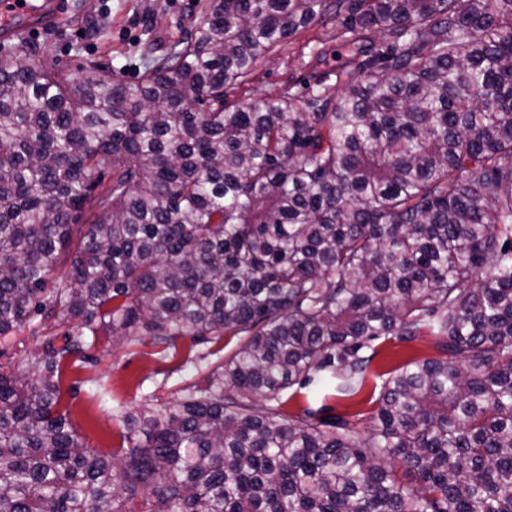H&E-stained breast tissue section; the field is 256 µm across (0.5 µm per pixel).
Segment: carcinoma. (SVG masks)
I'll return each instance as SVG.
<instances>
[{
  "label": "carcinoma",
  "mask_w": 512,
  "mask_h": 512,
  "mask_svg": "<svg viewBox=\"0 0 512 512\" xmlns=\"http://www.w3.org/2000/svg\"><path fill=\"white\" fill-rule=\"evenodd\" d=\"M316 19L341 90L226 104ZM64 315L0 367V512H512V0H210L137 84L0 55V340ZM142 319L244 343L113 409L116 462L62 374ZM424 331L441 356L380 375L367 438L281 414Z\"/></svg>",
  "instance_id": "1"
}]
</instances>
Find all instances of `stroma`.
<instances>
[{
    "label": "stroma",
    "instance_id": "obj_1",
    "mask_svg": "<svg viewBox=\"0 0 512 512\" xmlns=\"http://www.w3.org/2000/svg\"><path fill=\"white\" fill-rule=\"evenodd\" d=\"M208 0H64L60 21L34 36L45 64L75 78L87 71L102 77L116 76L137 83L146 68L170 47L183 41L205 19ZM332 29L312 22L285 39L255 67L249 82L229 88L226 99L245 104L252 99L278 97L285 88L308 94L317 72L328 75L326 85L336 88L339 64L327 57L312 68L316 53L333 46ZM237 336L214 344L200 336H184L164 351L147 329L136 340L102 337L92 363L71 365L63 377L70 393V421L84 441L104 455L121 444L120 424L112 416L113 403L136 408L145 400L166 401L179 396L185 386L198 382L241 346ZM437 337L421 334L407 342L378 347L361 392L352 397L330 396L324 405L334 415H357V427L368 431L371 398L380 390V375L407 360L439 357Z\"/></svg>",
    "mask_w": 512,
    "mask_h": 512
}]
</instances>
